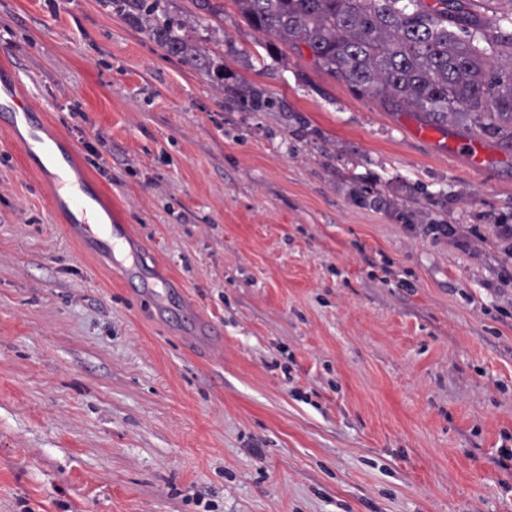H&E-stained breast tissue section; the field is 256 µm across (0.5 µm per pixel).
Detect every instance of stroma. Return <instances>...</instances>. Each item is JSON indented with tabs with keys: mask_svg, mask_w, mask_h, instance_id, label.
I'll return each mask as SVG.
<instances>
[{
	"mask_svg": "<svg viewBox=\"0 0 512 512\" xmlns=\"http://www.w3.org/2000/svg\"><path fill=\"white\" fill-rule=\"evenodd\" d=\"M217 2L156 16L220 80L108 0H0V63L187 295L157 324L0 128V512H512V141L419 138ZM153 35L168 53L181 55L184 62L193 68L208 66L209 58L192 45L188 36L177 34L172 23H158L153 29Z\"/></svg>",
	"mask_w": 512,
	"mask_h": 512,
	"instance_id": "stroma-1",
	"label": "stroma"
}]
</instances>
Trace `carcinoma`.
Listing matches in <instances>:
<instances>
[{"label":"carcinoma","instance_id":"cac0c4a2","mask_svg":"<svg viewBox=\"0 0 512 512\" xmlns=\"http://www.w3.org/2000/svg\"><path fill=\"white\" fill-rule=\"evenodd\" d=\"M244 20L289 48L305 45L314 65L387 108L444 123L474 115L482 133L512 139V12L487 15L484 0H234ZM159 45L194 68L209 58L170 22L153 29ZM241 105L262 111L258 90Z\"/></svg>","mask_w":512,"mask_h":512}]
</instances>
